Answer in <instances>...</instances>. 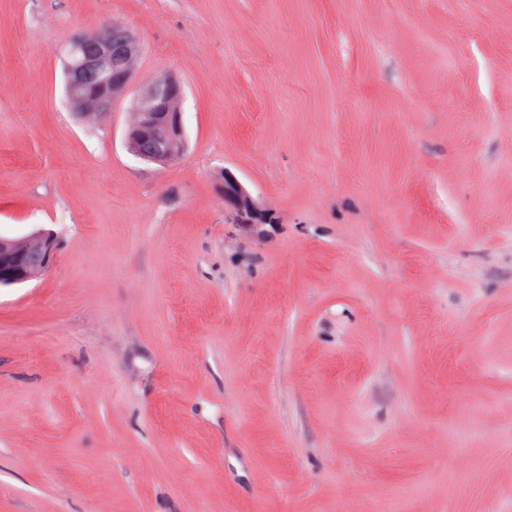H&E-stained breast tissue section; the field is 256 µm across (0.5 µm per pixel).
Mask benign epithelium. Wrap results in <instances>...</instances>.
<instances>
[{
  "mask_svg": "<svg viewBox=\"0 0 512 512\" xmlns=\"http://www.w3.org/2000/svg\"><path fill=\"white\" fill-rule=\"evenodd\" d=\"M74 48L83 51L81 61L66 69L69 104L80 117H92L112 111L132 86L134 61L140 44L122 27H109L102 37L78 33L71 39ZM125 62L123 71L112 72V59ZM98 83V91L86 95L82 88ZM184 89L180 81L167 75L148 83L136 98L132 127L127 146L135 157L168 164L177 160L186 147V131L182 103ZM224 208L233 219L246 225L254 235H265L264 226L272 218L259 201L230 171H224L222 182ZM56 247L51 239L36 228L20 238L0 234V287L26 283L45 272L54 260Z\"/></svg>",
  "mask_w": 512,
  "mask_h": 512,
  "instance_id": "obj_1",
  "label": "benign epithelium"
}]
</instances>
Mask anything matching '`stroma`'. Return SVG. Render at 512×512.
Masks as SVG:
<instances>
[{
	"mask_svg": "<svg viewBox=\"0 0 512 512\" xmlns=\"http://www.w3.org/2000/svg\"><path fill=\"white\" fill-rule=\"evenodd\" d=\"M108 24L184 84L171 164L66 103ZM36 227L0 512H512V0H0V233ZM222 193L224 208L230 212L236 223L245 224L254 235L263 237L264 226L271 224L272 218L252 193L228 170L224 171Z\"/></svg>",
	"mask_w": 512,
	"mask_h": 512,
	"instance_id": "35a3bbf8",
	"label": "stroma"
}]
</instances>
